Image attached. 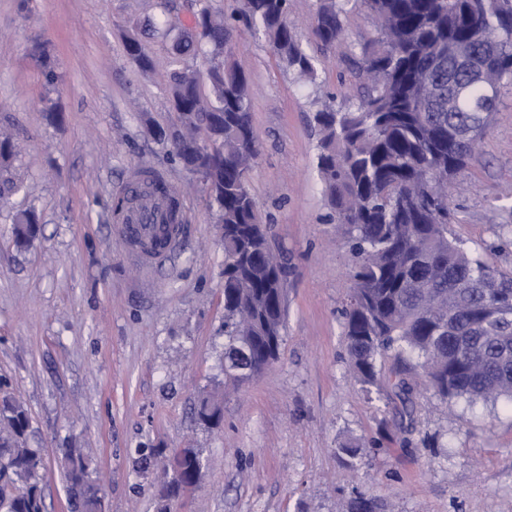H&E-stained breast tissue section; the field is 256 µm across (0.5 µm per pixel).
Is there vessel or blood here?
<instances>
[{"mask_svg":"<svg viewBox=\"0 0 512 512\" xmlns=\"http://www.w3.org/2000/svg\"><path fill=\"white\" fill-rule=\"evenodd\" d=\"M121 233L130 243L134 260L149 265L176 251L182 227L169 223L164 208L159 206L146 214L135 211L127 215Z\"/></svg>","mask_w":512,"mask_h":512,"instance_id":"vessel-or-blood-1","label":"vessel or blood"}]
</instances>
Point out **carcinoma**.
<instances>
[{
  "label": "carcinoma",
  "mask_w": 512,
  "mask_h": 512,
  "mask_svg": "<svg viewBox=\"0 0 512 512\" xmlns=\"http://www.w3.org/2000/svg\"><path fill=\"white\" fill-rule=\"evenodd\" d=\"M358 8L376 23V36L361 45L353 61L358 102H323L317 170L331 218L343 230L353 256L344 312L349 357L365 390L379 386L385 359L394 360L391 388L409 413L414 392L423 388L443 400L512 401V276L490 260L472 257L448 238L451 211L448 180L465 165L496 111L501 88L512 83V0H316L312 34L324 47L341 42L348 15ZM289 0H242L236 20L263 34L279 65L316 83L318 60L288 24ZM195 32L210 46L206 83L182 56L193 46L190 32L172 20L161 36L173 44L179 68L169 76L168 95L180 120L176 136L194 145L196 124L224 125L202 155H176L192 170L206 167L207 192L224 225V374L242 380L258 375L279 356L282 342L284 268L273 253L250 189L249 171L258 139L252 122L250 82L239 66L220 57L231 24L213 0H195ZM485 59L498 89L487 98L468 71L453 64L460 47ZM128 57L148 70L152 59L139 37L126 40ZM32 55L54 85L45 44ZM448 88L464 87L441 101L426 97L423 79ZM12 143L0 140V191H15L9 172ZM144 194L165 202L169 223L177 221L167 185L153 179ZM39 218L23 211L15 218L16 247L27 248L39 232ZM199 420L221 418L217 395L202 398ZM31 420L15 399L0 398V512H45L42 459L29 447ZM180 476L166 487L178 495L198 476V454L181 452ZM68 495L82 497L94 512L100 488L91 461L78 448L63 457Z\"/></svg>",
  "instance_id": "obj_1"
}]
</instances>
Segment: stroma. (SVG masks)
<instances>
[{
    "mask_svg": "<svg viewBox=\"0 0 512 512\" xmlns=\"http://www.w3.org/2000/svg\"><path fill=\"white\" fill-rule=\"evenodd\" d=\"M315 0H292L290 20L318 83L281 68L261 34L241 27L226 47L252 85L258 164L251 191L285 266L278 360L224 383V243L195 175L150 132L179 128L167 85L170 42L149 40L152 71L124 39L164 16L156 0H0V131L18 148L20 189L0 198V390L31 418L44 462L46 512H68L60 457L92 459L104 512H158L170 460L192 448L196 485L174 512H512V403L413 397L403 417L388 387L355 380L343 333L350 256L316 170L317 102H343L349 58L375 34L358 10L349 37L327 51L312 40ZM45 43L58 79L46 85L29 54ZM51 98L57 114L43 112ZM141 169L162 175L184 206L180 248L155 268L127 256L109 210ZM449 237L512 272V85L479 149L449 191ZM25 210L40 233L25 250L11 229ZM223 396V421L197 418L199 399ZM358 442L350 466L340 445ZM149 469H142L143 457Z\"/></svg>",
    "mask_w": 512,
    "mask_h": 512,
    "instance_id": "obj_1",
    "label": "stroma"
}]
</instances>
